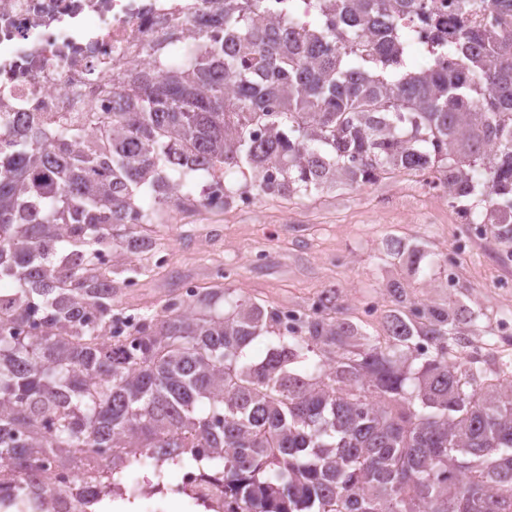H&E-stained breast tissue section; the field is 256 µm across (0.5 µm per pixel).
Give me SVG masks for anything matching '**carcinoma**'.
<instances>
[{
	"label": "carcinoma",
	"instance_id": "cac0c4a2",
	"mask_svg": "<svg viewBox=\"0 0 512 512\" xmlns=\"http://www.w3.org/2000/svg\"><path fill=\"white\" fill-rule=\"evenodd\" d=\"M302 2L315 22L211 0L198 35L222 29L232 45L202 39L176 62L162 31L148 66L99 88L111 111L17 112L0 127V281L15 283L0 289V466L127 448L118 483L147 448L160 480L166 463L210 462L231 512H512V355H471L479 314L462 305L422 309L394 281L371 336L326 288L284 329L280 310L216 285L110 339L133 279H112L103 257L152 250L148 226L170 204L224 209L252 190L291 198L405 172L512 242V0H451L446 21L431 0ZM406 20L428 33L419 68ZM234 170L242 188L206 194ZM386 254L415 274L427 257L402 240Z\"/></svg>",
	"mask_w": 512,
	"mask_h": 512
}]
</instances>
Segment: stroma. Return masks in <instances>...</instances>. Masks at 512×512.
Returning a JSON list of instances; mask_svg holds the SVG:
<instances>
[{"label":"stroma","mask_w":512,"mask_h":512,"mask_svg":"<svg viewBox=\"0 0 512 512\" xmlns=\"http://www.w3.org/2000/svg\"><path fill=\"white\" fill-rule=\"evenodd\" d=\"M166 264L138 253L137 293L117 296L118 310L134 315L161 311L176 296L173 277H202L210 287L217 270L235 295L271 307L308 309L323 289L342 296L346 315L363 322L369 334L381 328L378 317L365 316L366 301L379 309L390 304L387 286L397 281L416 300L462 305L480 312L472 346L488 351L512 349V258L490 230L463 223L445 194L422 177L396 174L361 189L336 187L309 196L254 197L247 207L224 210L170 211L151 227ZM390 239L420 244L435 267L419 275L390 265ZM458 257L451 270L441 261Z\"/></svg>","instance_id":"35a3bbf8"}]
</instances>
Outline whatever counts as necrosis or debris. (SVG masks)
Here are the masks:
<instances>
[{"label": "necrosis or debris", "instance_id": "4bbe7bcc", "mask_svg": "<svg viewBox=\"0 0 512 512\" xmlns=\"http://www.w3.org/2000/svg\"><path fill=\"white\" fill-rule=\"evenodd\" d=\"M185 0H0V112H45L93 108L104 111L109 98L97 90L112 79L114 67L143 63L136 45L161 29L180 33V42H197ZM113 451L94 452L101 482H87L82 464L19 473L0 469V477L21 486L32 512H95L123 497L164 500L190 498L203 512H224V485L204 469L183 471L177 484L143 482L109 486Z\"/></svg>", "mask_w": 512, "mask_h": 512}]
</instances>
